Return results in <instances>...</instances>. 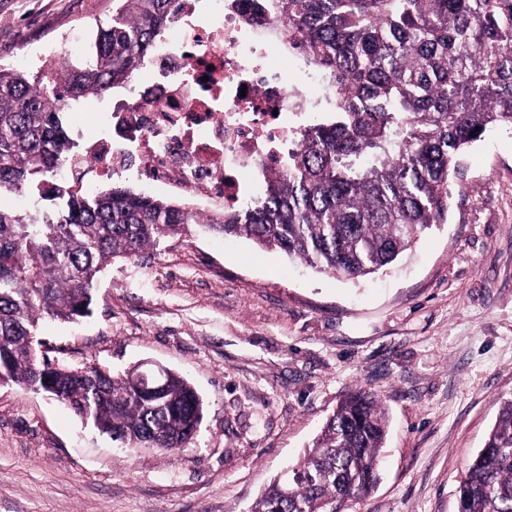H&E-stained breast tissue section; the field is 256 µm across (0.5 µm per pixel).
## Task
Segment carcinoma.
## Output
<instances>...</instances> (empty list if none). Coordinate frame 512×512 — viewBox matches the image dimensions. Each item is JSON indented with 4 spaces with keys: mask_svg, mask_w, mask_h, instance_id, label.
Wrapping results in <instances>:
<instances>
[{
    "mask_svg": "<svg viewBox=\"0 0 512 512\" xmlns=\"http://www.w3.org/2000/svg\"><path fill=\"white\" fill-rule=\"evenodd\" d=\"M280 25L288 52L332 87L326 115L260 175L257 200L198 213L129 185L86 193L51 180L76 144L67 105L132 82L180 0H112L83 58L59 76L0 65V193H37L55 219L0 209V384L40 388L124 447L185 448L204 405L177 373L154 393L123 373L75 374L38 353L40 320L88 316L94 282L116 258L138 255L195 226L246 237L310 269L347 280L394 263L445 221L463 154L492 128L512 126V0H244ZM387 428L378 397L342 400L288 480L250 512H336L379 481ZM465 512H512V401L459 487Z\"/></svg>",
    "mask_w": 512,
    "mask_h": 512,
    "instance_id": "carcinoma-1",
    "label": "carcinoma"
}]
</instances>
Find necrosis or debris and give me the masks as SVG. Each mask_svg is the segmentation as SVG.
<instances>
[{
	"label": "necrosis or debris",
	"instance_id": "necrosis-or-debris-1",
	"mask_svg": "<svg viewBox=\"0 0 512 512\" xmlns=\"http://www.w3.org/2000/svg\"><path fill=\"white\" fill-rule=\"evenodd\" d=\"M181 4L122 98L80 103L98 131L76 130L81 153L59 173L83 191L125 177L188 197L200 212H231L257 197L258 175L293 140L295 117L318 110L332 89L275 67L278 44L258 39L229 0H211L205 17L194 0Z\"/></svg>",
	"mask_w": 512,
	"mask_h": 512
}]
</instances>
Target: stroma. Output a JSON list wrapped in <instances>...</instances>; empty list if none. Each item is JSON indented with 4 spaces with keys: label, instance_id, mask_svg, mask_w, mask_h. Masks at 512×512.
Masks as SVG:
<instances>
[{
    "label": "stroma",
    "instance_id": "1",
    "mask_svg": "<svg viewBox=\"0 0 512 512\" xmlns=\"http://www.w3.org/2000/svg\"><path fill=\"white\" fill-rule=\"evenodd\" d=\"M112 0H0V64L86 41ZM445 223L352 282L203 229L98 277L92 313L43 320L68 367L154 361L204 403L188 447L130 451L57 400L0 385V512H249L350 391L388 416L381 479L346 512H457V487L512 400V128L464 157Z\"/></svg>",
    "mask_w": 512,
    "mask_h": 512
}]
</instances>
